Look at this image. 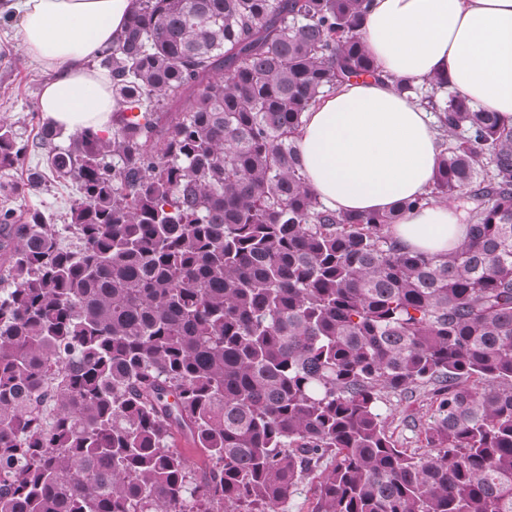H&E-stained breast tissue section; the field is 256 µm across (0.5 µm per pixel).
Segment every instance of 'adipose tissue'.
<instances>
[{"label":"adipose tissue","instance_id":"obj_1","mask_svg":"<svg viewBox=\"0 0 512 512\" xmlns=\"http://www.w3.org/2000/svg\"><path fill=\"white\" fill-rule=\"evenodd\" d=\"M135 0H0L19 22L24 56L50 74L38 102L65 134L112 127L118 103L97 51L124 31ZM377 77L344 83L306 112L295 145L306 183L325 208L381 212L427 197L438 163L436 120L400 92L432 77L512 125V0H369L360 32ZM466 209L433 201L391 229L406 250L443 255L467 235Z\"/></svg>","mask_w":512,"mask_h":512}]
</instances>
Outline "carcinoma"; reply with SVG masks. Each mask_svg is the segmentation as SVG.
Wrapping results in <instances>:
<instances>
[{"label":"carcinoma","mask_w":512,"mask_h":512,"mask_svg":"<svg viewBox=\"0 0 512 512\" xmlns=\"http://www.w3.org/2000/svg\"><path fill=\"white\" fill-rule=\"evenodd\" d=\"M363 4L136 0L97 58L112 133L0 120V172H27L0 178V512H280L306 480L313 512H512V127L400 79L437 113L430 196L323 208L295 139L375 73ZM51 182L63 223L14 206ZM465 190L459 247L393 240ZM428 385L409 452L380 403Z\"/></svg>","instance_id":"1"}]
</instances>
